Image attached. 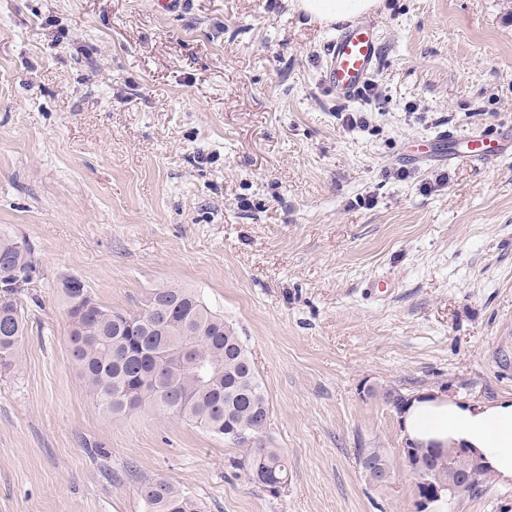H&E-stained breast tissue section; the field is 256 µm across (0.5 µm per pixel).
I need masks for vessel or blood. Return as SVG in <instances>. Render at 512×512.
I'll return each mask as SVG.
<instances>
[{"instance_id": "1", "label": "vessel or blood", "mask_w": 512, "mask_h": 512, "mask_svg": "<svg viewBox=\"0 0 512 512\" xmlns=\"http://www.w3.org/2000/svg\"><path fill=\"white\" fill-rule=\"evenodd\" d=\"M383 54L381 35L369 20L348 23L329 40L320 74L322 86L337 99H355L370 82ZM512 155V125L493 124L473 129L466 138L445 131L430 138L425 151L404 155L415 165L434 160L450 165L491 164Z\"/></svg>"}]
</instances>
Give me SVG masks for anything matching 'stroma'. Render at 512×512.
<instances>
[{
	"label": "stroma",
	"instance_id": "35a3bbf8",
	"mask_svg": "<svg viewBox=\"0 0 512 512\" xmlns=\"http://www.w3.org/2000/svg\"><path fill=\"white\" fill-rule=\"evenodd\" d=\"M369 17L384 95L344 103L320 82L335 25L291 0H0V231L38 269L22 363L0 374V512H142L157 476L202 512H421L383 392L512 403V160L398 161L512 124V0ZM67 275L126 311L178 284L233 323L287 487L249 482L243 448L181 418L102 410L72 367ZM375 446L382 488L357 460ZM431 512H512V483Z\"/></svg>",
	"mask_w": 512,
	"mask_h": 512
}]
</instances>
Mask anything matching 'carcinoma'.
I'll return each mask as SVG.
<instances>
[{
	"label": "carcinoma",
	"instance_id": "1",
	"mask_svg": "<svg viewBox=\"0 0 512 512\" xmlns=\"http://www.w3.org/2000/svg\"><path fill=\"white\" fill-rule=\"evenodd\" d=\"M37 277L29 244L0 233V372L20 364L26 322L20 296ZM75 278L61 280L59 292L68 323V346L77 374L97 404L112 414H134L147 408L184 418L238 446L232 432L253 437L239 462L248 479L272 493L288 482V458L281 448L264 445L270 421L266 390L250 352L232 324L213 313L188 288H152L139 310L125 312L99 303ZM428 443L404 450L408 466L428 471L436 484L472 477L462 491L476 495L490 479L464 451L450 453V465L431 462ZM367 478L389 466L384 449L360 448ZM143 512H201L197 501L163 477L139 488Z\"/></svg>",
	"mask_w": 512,
	"mask_h": 512
}]
</instances>
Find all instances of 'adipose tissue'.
<instances>
[{
  "label": "adipose tissue",
  "instance_id": "obj_1",
  "mask_svg": "<svg viewBox=\"0 0 512 512\" xmlns=\"http://www.w3.org/2000/svg\"><path fill=\"white\" fill-rule=\"evenodd\" d=\"M376 0H298L297 7L322 23L368 13ZM402 423L411 440L454 442L477 450L499 479L512 480V403L469 406L421 395L408 404Z\"/></svg>",
  "mask_w": 512,
  "mask_h": 512
}]
</instances>
